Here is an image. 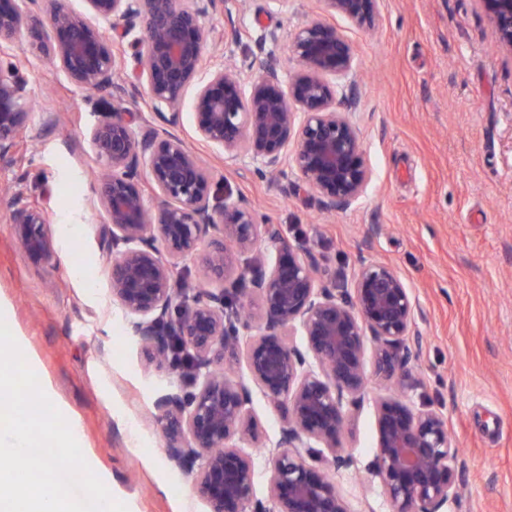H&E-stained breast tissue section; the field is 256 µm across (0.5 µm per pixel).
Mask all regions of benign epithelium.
Instances as JSON below:
<instances>
[{
	"instance_id": "7a95c632",
	"label": "benign epithelium",
	"mask_w": 512,
	"mask_h": 512,
	"mask_svg": "<svg viewBox=\"0 0 512 512\" xmlns=\"http://www.w3.org/2000/svg\"><path fill=\"white\" fill-rule=\"evenodd\" d=\"M83 2L77 12L70 0H0V53L27 42L76 86L112 96L89 134L102 166L93 204L108 221L101 246L112 255V302L131 317L145 366L180 379L154 403L168 460L192 475L208 512H348L331 472L354 465L340 439L373 376L390 394L377 401L368 472L381 479L393 512H448L459 450L440 411L407 402L419 312L411 289L379 262L362 261L349 287L319 271L279 225L214 190L180 133L190 93L196 137L225 158L295 175L324 214L358 206L373 170L353 120L356 58L328 17L370 28L378 0H320L322 14L289 34L296 66L286 81L273 31L257 39L259 69L246 59L204 67L214 47L207 19L231 15L239 0ZM480 2L512 51V0ZM91 17L112 22L113 38ZM29 97L23 66L0 64V154L26 128ZM128 97L142 99L161 124L128 111ZM12 224L30 261L52 257L40 206L17 199ZM232 276L244 287H225ZM255 322L262 332L241 346ZM241 353L246 375H224ZM255 389L281 417L268 450V503L255 494L254 460L241 447L260 434L250 410Z\"/></svg>"
}]
</instances>
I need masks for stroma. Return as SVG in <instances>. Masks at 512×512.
Masks as SVG:
<instances>
[{"mask_svg": "<svg viewBox=\"0 0 512 512\" xmlns=\"http://www.w3.org/2000/svg\"><path fill=\"white\" fill-rule=\"evenodd\" d=\"M319 0H247L243 12L208 21L217 42L204 63H260L253 40L277 30L283 68L294 67L288 35L319 15ZM353 43L364 136L374 180L361 205L322 216L296 177L274 179L224 158L196 140L191 117L181 133L216 186L251 203L338 274L369 258L393 266L420 303L414 403L440 409L460 450L458 499L450 512H512V51L499 47L480 0H379L373 28L338 20ZM238 40L228 36L230 28ZM10 60L26 65L31 114L16 148L0 155V317L37 370L43 390L81 430L91 469L128 512H207L193 480L166 458L152 419L155 399L174 375L148 370L129 318L112 302L101 249L107 219L92 207L95 160L89 133L109 107L81 90L28 45ZM39 204L57 237L49 262H30L11 224L17 197ZM82 276H74L73 268ZM370 381L361 410L342 437L355 458L335 474L349 512H392L381 481L367 472L377 442ZM251 445L256 495L269 496L265 441L280 418L261 395Z\"/></svg>", "mask_w": 512, "mask_h": 512, "instance_id": "obj_1", "label": "stroma"}]
</instances>
